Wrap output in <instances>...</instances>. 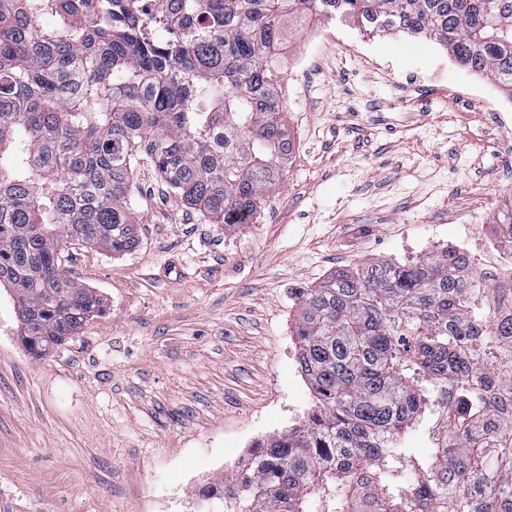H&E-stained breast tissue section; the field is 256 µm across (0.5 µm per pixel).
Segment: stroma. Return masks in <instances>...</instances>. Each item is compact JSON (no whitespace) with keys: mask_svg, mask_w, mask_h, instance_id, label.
Segmentation results:
<instances>
[{"mask_svg":"<svg viewBox=\"0 0 512 512\" xmlns=\"http://www.w3.org/2000/svg\"><path fill=\"white\" fill-rule=\"evenodd\" d=\"M293 147L253 223H212L138 156L123 256L76 248L106 300L45 356L0 290V512H191L253 441L314 407L297 293L337 270L441 251L512 205V95L433 41L312 17L285 45Z\"/></svg>","mask_w":512,"mask_h":512,"instance_id":"35a3bbf8","label":"stroma"}]
</instances>
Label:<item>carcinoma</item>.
<instances>
[{
	"mask_svg": "<svg viewBox=\"0 0 512 512\" xmlns=\"http://www.w3.org/2000/svg\"><path fill=\"white\" fill-rule=\"evenodd\" d=\"M0 0V288L42 356L105 309L71 245L134 251V156L233 231L282 175L281 20L425 37L512 95V0ZM512 256V207L497 224ZM303 424L199 492L220 512H512V275L445 249L299 292ZM440 414L432 453L409 433Z\"/></svg>",
	"mask_w": 512,
	"mask_h": 512,
	"instance_id": "obj_1",
	"label": "carcinoma"
}]
</instances>
